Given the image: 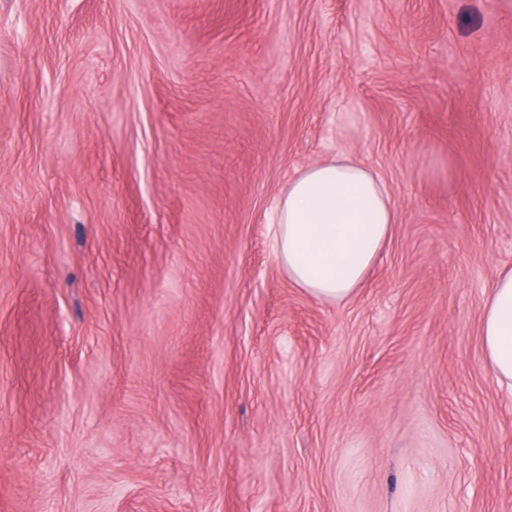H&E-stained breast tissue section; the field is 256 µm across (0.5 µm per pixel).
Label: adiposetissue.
<instances>
[{"label":"adipose tissue","instance_id":"1","mask_svg":"<svg viewBox=\"0 0 512 512\" xmlns=\"http://www.w3.org/2000/svg\"><path fill=\"white\" fill-rule=\"evenodd\" d=\"M395 222L381 179L356 160L333 157L303 169L281 191L272 247L293 285L343 303L363 287ZM481 336L487 368L499 385L512 388V269L491 290Z\"/></svg>","mask_w":512,"mask_h":512}]
</instances>
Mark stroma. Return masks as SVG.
Here are the masks:
<instances>
[{
  "label": "stroma",
  "instance_id": "stroma-1",
  "mask_svg": "<svg viewBox=\"0 0 512 512\" xmlns=\"http://www.w3.org/2000/svg\"><path fill=\"white\" fill-rule=\"evenodd\" d=\"M383 180L358 294L268 238ZM512 0H0V512H512ZM395 223L381 179L356 160L332 157L288 181L270 232L293 285L317 300L343 303L363 287ZM481 336L487 368L500 386L512 388V269L503 271L491 290Z\"/></svg>",
  "mask_w": 512,
  "mask_h": 512
}]
</instances>
